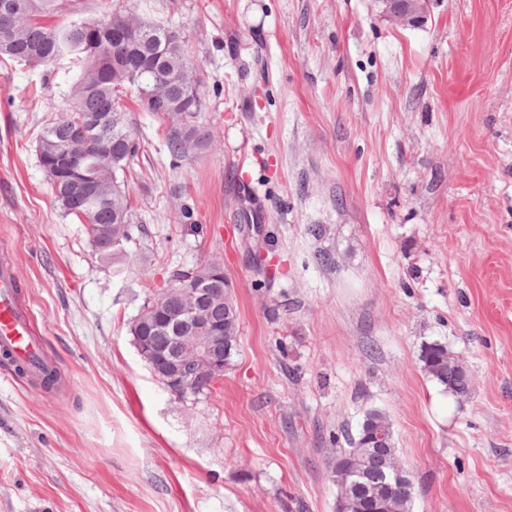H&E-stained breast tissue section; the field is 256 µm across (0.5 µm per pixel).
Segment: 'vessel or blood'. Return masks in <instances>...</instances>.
<instances>
[{"label": "vessel or blood", "mask_w": 512, "mask_h": 512, "mask_svg": "<svg viewBox=\"0 0 512 512\" xmlns=\"http://www.w3.org/2000/svg\"><path fill=\"white\" fill-rule=\"evenodd\" d=\"M20 288L15 265L0 260V353L36 374L45 364L44 345L35 341L31 318L19 304Z\"/></svg>", "instance_id": "1"}]
</instances>
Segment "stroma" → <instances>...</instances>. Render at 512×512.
I'll return each mask as SVG.
<instances>
[{
    "label": "stroma",
    "instance_id": "1",
    "mask_svg": "<svg viewBox=\"0 0 512 512\" xmlns=\"http://www.w3.org/2000/svg\"><path fill=\"white\" fill-rule=\"evenodd\" d=\"M135 8L204 70V149L121 104L144 150L124 271L65 217L35 152L66 92L0 61V251L62 382L0 356V512H335L327 463L390 419L411 512H512V0H61ZM193 211L184 220L183 207ZM223 261L239 354L178 398L130 334L177 270ZM466 366L445 393L421 346ZM383 12L392 21L413 26L421 22L426 14L425 0H381ZM451 355L446 345L433 342L423 345L419 357L422 369L433 382L456 398L466 396L470 386L463 382L457 369L448 365Z\"/></svg>",
    "mask_w": 512,
    "mask_h": 512
}]
</instances>
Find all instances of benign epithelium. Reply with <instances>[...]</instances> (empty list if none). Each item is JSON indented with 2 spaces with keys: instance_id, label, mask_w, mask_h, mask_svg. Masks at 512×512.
Here are the masks:
<instances>
[{
  "instance_id": "1",
  "label": "benign epithelium",
  "mask_w": 512,
  "mask_h": 512,
  "mask_svg": "<svg viewBox=\"0 0 512 512\" xmlns=\"http://www.w3.org/2000/svg\"><path fill=\"white\" fill-rule=\"evenodd\" d=\"M386 16L402 25L413 26L426 14V0H381ZM85 140L81 132H73L57 155L63 164L80 174L74 184L91 193L96 184L82 170ZM204 273L190 288L169 287L155 297L152 313L134 344L140 356L148 361L154 376L174 393L184 396L197 392V382L205 377L215 381L227 369L224 351V317L235 312L232 285L224 279V264L216 261L203 265ZM169 334L170 345L161 349L154 335ZM381 482L391 487L407 482L395 460H390Z\"/></svg>"
}]
</instances>
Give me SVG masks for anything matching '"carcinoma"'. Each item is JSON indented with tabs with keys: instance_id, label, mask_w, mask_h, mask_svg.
I'll use <instances>...</instances> for the list:
<instances>
[{
	"instance_id": "1",
	"label": "carcinoma",
	"mask_w": 512,
	"mask_h": 512,
	"mask_svg": "<svg viewBox=\"0 0 512 512\" xmlns=\"http://www.w3.org/2000/svg\"><path fill=\"white\" fill-rule=\"evenodd\" d=\"M26 4L27 17L16 25L15 42L10 50H0V56L43 67L46 76L63 83L71 73H77L67 108L46 123L36 154L43 167L54 154L55 146L71 137L73 128L68 119L71 113L86 112L99 117V122L87 129L86 165L94 168L99 181L112 189V200L88 194L76 204L71 200L72 191L66 181L52 187V191L64 215L81 224L89 221L111 224L112 209L122 210L124 217L118 224V241L105 249H97L103 256H115L123 250L124 244L134 239L138 230L124 175L141 152V142L120 108L118 93L127 86L136 88L141 109L166 118L169 130L164 146L169 166L174 169L194 147L208 144V137L202 133L198 122L201 66L185 50L178 31L136 17L133 6L80 26L75 20L62 24L45 22V18L55 12V0H26ZM115 25L132 29V41L115 40L112 37ZM157 71L169 77L167 84H155ZM106 134L112 136V146L119 153L115 159L99 156L95 151L96 142ZM450 356L448 347L442 343L425 344L420 352L422 369L448 393L462 397L468 394L470 386L463 382L457 369L448 365ZM377 429L393 432L387 416L371 410L356 437L348 440V447L336 451L329 461L331 480H336L339 467H361L364 477L374 472V461L359 462L356 449L364 447L367 435Z\"/></svg>"
}]
</instances>
